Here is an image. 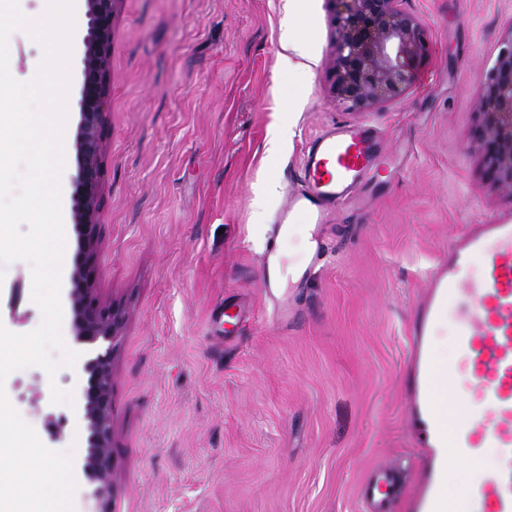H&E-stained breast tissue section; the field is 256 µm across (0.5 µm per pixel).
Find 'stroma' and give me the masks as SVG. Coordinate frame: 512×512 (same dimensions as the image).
I'll list each match as a JSON object with an SVG mask.
<instances>
[{"instance_id": "1", "label": "stroma", "mask_w": 512, "mask_h": 512, "mask_svg": "<svg viewBox=\"0 0 512 512\" xmlns=\"http://www.w3.org/2000/svg\"><path fill=\"white\" fill-rule=\"evenodd\" d=\"M430 37L405 97L369 113L328 95L326 0H302L318 59L295 83L281 54L288 0H120L97 266L124 314L112 363V512H366L359 484L394 463L408 505L425 463L404 379L426 273L464 225L512 215L470 136L481 74L512 32V0H404ZM10 71L30 80L42 50L14 32ZM276 157L266 142L285 121ZM366 123L385 163L324 228L328 251L279 328L260 255L307 139ZM31 270L0 279V326L34 331ZM251 314L225 329V299ZM80 368L12 372V406L50 450L87 453Z\"/></svg>"}]
</instances>
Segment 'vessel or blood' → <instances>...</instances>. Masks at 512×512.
<instances>
[{
	"label": "vessel or blood",
	"mask_w": 512,
	"mask_h": 512,
	"mask_svg": "<svg viewBox=\"0 0 512 512\" xmlns=\"http://www.w3.org/2000/svg\"><path fill=\"white\" fill-rule=\"evenodd\" d=\"M382 139L371 127L336 123L311 138L302 157L296 187L276 213L263 251L261 288L273 304L272 319L289 326L288 300L311 276L326 254L323 229L331 210L345 204L372 178L382 162ZM310 226L307 267L281 278L280 243L296 212ZM478 278H471L472 269ZM451 321L449 344L457 357L444 366L456 378L466 369L478 396L462 419L446 421L434 400L436 374L431 364L429 332ZM412 379L407 402L412 421L431 450L421 495L414 512H437L448 497L449 458L472 462L486 449L495 464L467 483L463 497L469 512H512V219L472 224L448 242V254L429 279L427 297L409 338ZM395 474L373 471L360 495L370 512H390Z\"/></svg>",
	"instance_id": "vessel-or-blood-1"
}]
</instances>
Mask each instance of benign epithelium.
<instances>
[{"label": "benign epithelium", "mask_w": 512, "mask_h": 512, "mask_svg": "<svg viewBox=\"0 0 512 512\" xmlns=\"http://www.w3.org/2000/svg\"><path fill=\"white\" fill-rule=\"evenodd\" d=\"M80 121L75 139L73 224L78 248L69 294L76 341L95 346L84 361L79 387L88 431L82 471L93 485V512H110L112 497V359L123 315L96 297L93 266L100 253L101 199L110 96L113 21L120 0H85ZM333 37L329 96L355 112L401 99L429 54V36L403 0H327ZM480 123L475 130L492 181L512 193V31L482 75Z\"/></svg>", "instance_id": "1"}]
</instances>
